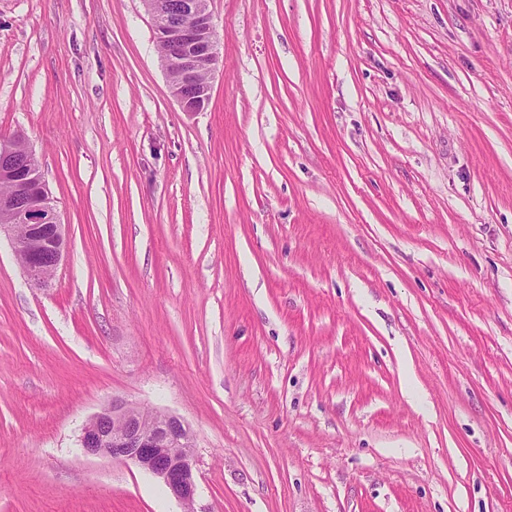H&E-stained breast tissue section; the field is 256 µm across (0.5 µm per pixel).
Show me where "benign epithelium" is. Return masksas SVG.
Instances as JSON below:
<instances>
[{
	"mask_svg": "<svg viewBox=\"0 0 512 512\" xmlns=\"http://www.w3.org/2000/svg\"><path fill=\"white\" fill-rule=\"evenodd\" d=\"M153 20L155 39L173 48L167 68L179 71L183 80L169 82V91L185 112H201L211 99L209 81L199 82L195 70L203 60L217 61L210 0H186L187 20L171 24L163 11L166 0H142ZM14 191L26 199L18 209L0 197V233L7 235L23 271L37 285L46 284L60 265L66 238L59 214L50 205V192L41 171L3 168ZM83 453L132 462L159 479L165 491L194 512L196 496L195 438L180 417L144 409L115 399L92 415L78 438Z\"/></svg>",
	"mask_w": 512,
	"mask_h": 512,
	"instance_id": "obj_1",
	"label": "benign epithelium"
}]
</instances>
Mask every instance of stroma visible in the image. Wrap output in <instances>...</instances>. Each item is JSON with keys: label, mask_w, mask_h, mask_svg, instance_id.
<instances>
[{"label": "stroma", "mask_w": 512, "mask_h": 512, "mask_svg": "<svg viewBox=\"0 0 512 512\" xmlns=\"http://www.w3.org/2000/svg\"><path fill=\"white\" fill-rule=\"evenodd\" d=\"M206 111L142 0H0V137L68 239L0 238V512H184L85 456L195 436V512H512V0H212ZM15 137L16 136H13L12 138H8V139H3V138L0 139V159L1 160L8 158L14 152V145L16 143H21L32 154H35L33 152V150L25 143V141L22 138H20V137L15 138ZM26 148H24L23 146H21L19 144L16 145V151H15L14 157L12 158L13 164L22 166L25 168L36 165V163H35L36 160L28 153ZM78 442L86 456L138 465L194 512L195 438L180 417L115 399L85 422Z\"/></svg>", "instance_id": "35a3bbf8"}]
</instances>
